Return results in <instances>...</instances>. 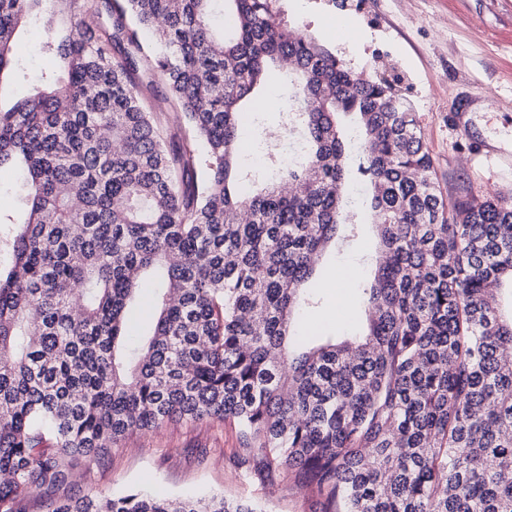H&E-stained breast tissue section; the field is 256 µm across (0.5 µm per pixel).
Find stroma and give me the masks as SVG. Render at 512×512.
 <instances>
[{
  "label": "stroma",
  "mask_w": 512,
  "mask_h": 512,
  "mask_svg": "<svg viewBox=\"0 0 512 512\" xmlns=\"http://www.w3.org/2000/svg\"><path fill=\"white\" fill-rule=\"evenodd\" d=\"M284 18L366 74L399 77L447 201L512 196V0H284ZM378 244L361 212L353 240L320 257L315 305L300 336L358 337ZM233 426L176 420L130 434L78 478L74 493L140 489L170 496L257 500L266 512H317L293 484L240 480Z\"/></svg>",
  "instance_id": "stroma-1"
}]
</instances>
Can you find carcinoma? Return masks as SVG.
I'll return each mask as SVG.
<instances>
[{
  "mask_svg": "<svg viewBox=\"0 0 512 512\" xmlns=\"http://www.w3.org/2000/svg\"><path fill=\"white\" fill-rule=\"evenodd\" d=\"M22 27L44 67L0 105V171L26 187L23 220L0 214L18 226L0 234V512H263L66 495L82 463L173 419L233 423L239 478L305 487L321 512H512V197L448 206L395 84L288 26L279 0H0V80L26 78ZM284 64L304 157L253 190L243 129ZM157 74L175 127L148 105ZM341 114L380 241L369 331L297 354L350 174ZM156 271L157 320L125 354Z\"/></svg>",
  "mask_w": 512,
  "mask_h": 512,
  "instance_id": "1",
  "label": "carcinoma"
}]
</instances>
